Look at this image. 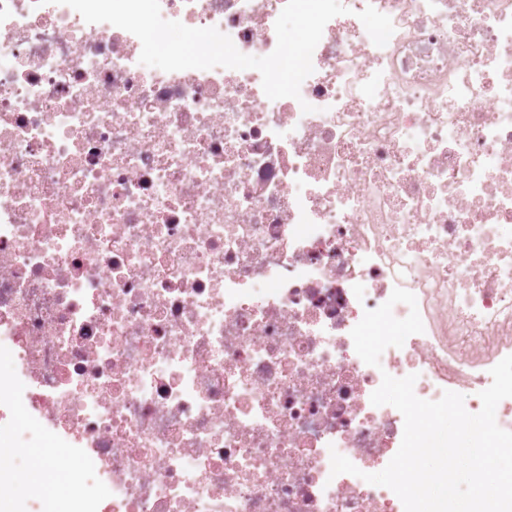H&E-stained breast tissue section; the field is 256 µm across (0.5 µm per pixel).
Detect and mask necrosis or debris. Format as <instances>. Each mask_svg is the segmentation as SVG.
Returning a JSON list of instances; mask_svg holds the SVG:
<instances>
[{
    "label": "necrosis or debris",
    "instance_id": "1",
    "mask_svg": "<svg viewBox=\"0 0 512 512\" xmlns=\"http://www.w3.org/2000/svg\"><path fill=\"white\" fill-rule=\"evenodd\" d=\"M342 2L272 100L257 70H156L124 29L0 0V500L26 472L47 512L43 441L61 512H404L363 479L403 437L383 375L480 411L512 355V0ZM285 4L160 9L266 56ZM397 287L424 331L374 367L351 331Z\"/></svg>",
    "mask_w": 512,
    "mask_h": 512
}]
</instances>
